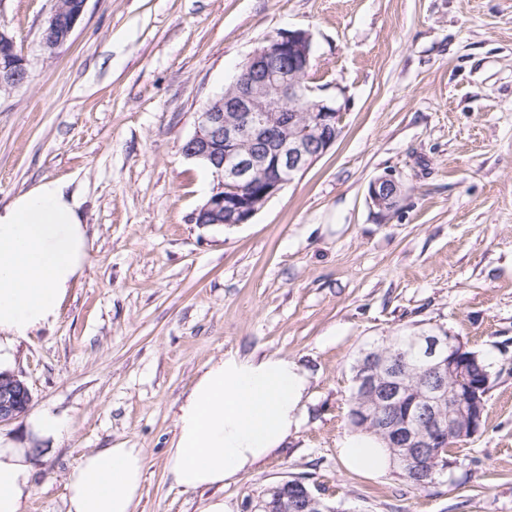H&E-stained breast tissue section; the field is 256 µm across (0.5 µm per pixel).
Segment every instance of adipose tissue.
Listing matches in <instances>:
<instances>
[{"instance_id": "1", "label": "adipose tissue", "mask_w": 512, "mask_h": 512, "mask_svg": "<svg viewBox=\"0 0 512 512\" xmlns=\"http://www.w3.org/2000/svg\"><path fill=\"white\" fill-rule=\"evenodd\" d=\"M90 258L81 203L63 184L44 180L0 206V369L13 343L55 322ZM308 377L285 356L226 353L210 361L176 412L166 469L186 490L221 487L277 452L296 429ZM28 437L0 436V512H24L34 491L33 445L59 439L64 421L48 412L27 422ZM353 471L388 469L372 435L343 438ZM146 458L139 448L85 453L65 479L66 512H134Z\"/></svg>"}]
</instances>
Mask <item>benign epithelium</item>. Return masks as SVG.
Returning <instances> with one entry per match:
<instances>
[{"instance_id": "1", "label": "benign epithelium", "mask_w": 512, "mask_h": 512, "mask_svg": "<svg viewBox=\"0 0 512 512\" xmlns=\"http://www.w3.org/2000/svg\"><path fill=\"white\" fill-rule=\"evenodd\" d=\"M86 3L79 0L73 5L58 0L41 32L44 54L53 56L70 40ZM1 46L9 64L0 68V92H7L26 83L30 73L14 38L0 27ZM311 68L309 32L292 30L272 35L252 52L227 91L199 113L184 152L208 164L215 186L195 212V223H248L336 143L342 131V109L337 102L316 94L308 84L306 74ZM401 198L402 185L390 175H381L369 185L368 203L382 219L398 208ZM411 345L431 375L416 397L425 432L384 416L385 408L406 392L402 362L374 353L355 382L367 393L361 418L392 440L405 462L417 465L424 459V449L463 437L468 431L478 433L482 407L455 383L464 369L466 346L462 342L427 331L414 335ZM31 402V391L20 375L0 371V424L25 415ZM445 408L446 425L438 422ZM321 507L316 496L307 495L295 503L284 494L259 500L250 512H322Z\"/></svg>"}]
</instances>
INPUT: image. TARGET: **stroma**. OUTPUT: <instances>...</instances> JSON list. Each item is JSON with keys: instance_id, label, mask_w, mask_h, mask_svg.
Here are the masks:
<instances>
[{"instance_id": "35a3bbf8", "label": "stroma", "mask_w": 512, "mask_h": 512, "mask_svg": "<svg viewBox=\"0 0 512 512\" xmlns=\"http://www.w3.org/2000/svg\"><path fill=\"white\" fill-rule=\"evenodd\" d=\"M57 0H0L31 72L0 92V204L46 179L81 202L91 260L56 322L15 343L31 411L68 424L25 512H66L96 448L146 457L135 512H200L166 470L175 412L213 359L285 356L299 424L223 490L231 512L298 479L341 512H512V0H88L43 54ZM308 31L336 143L246 224L193 215L214 187L183 147L268 36ZM403 186L379 219L370 182ZM400 328L448 331L489 366L481 430L425 490L339 453L352 367ZM88 0H80L78 5L66 4L63 0L47 19L41 32V48L47 56L52 57L56 51L65 45L81 20Z\"/></svg>"}]
</instances>
